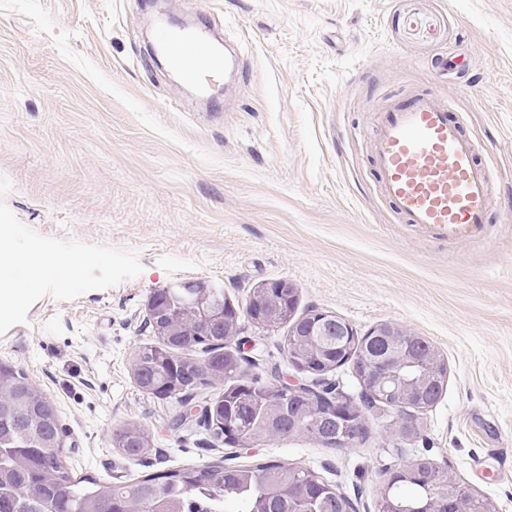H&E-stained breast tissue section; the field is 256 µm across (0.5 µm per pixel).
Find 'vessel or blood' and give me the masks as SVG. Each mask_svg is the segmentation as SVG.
Returning <instances> with one entry per match:
<instances>
[{
	"instance_id": "obj_1",
	"label": "vessel or blood",
	"mask_w": 512,
	"mask_h": 512,
	"mask_svg": "<svg viewBox=\"0 0 512 512\" xmlns=\"http://www.w3.org/2000/svg\"><path fill=\"white\" fill-rule=\"evenodd\" d=\"M211 41L208 30L165 28L156 44L186 80L203 87L224 64L215 53L189 55V46ZM464 116L449 118L447 108L427 94L394 102L383 110L374 142V163L382 194L407 224L435 237L463 244L478 237L488 222L492 186L478 160V144L463 132Z\"/></svg>"
}]
</instances>
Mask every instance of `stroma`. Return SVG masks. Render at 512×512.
<instances>
[{
	"label": "stroma",
	"instance_id": "stroma-1",
	"mask_svg": "<svg viewBox=\"0 0 512 512\" xmlns=\"http://www.w3.org/2000/svg\"><path fill=\"white\" fill-rule=\"evenodd\" d=\"M241 50L242 80L214 112L148 55L140 0H0V231L45 266L0 318V362L59 409L62 459L76 477L115 482L189 466L308 468L353 512H378L385 474L426 456L490 505L512 512V0H167ZM462 53L465 74L434 62ZM427 91L465 115L490 168L483 237L451 244L403 224L372 165L380 107ZM83 256L73 272L53 271ZM285 279L300 309L358 332L385 322L445 357L439 401L419 433H390L369 408L368 435L329 449L298 435L218 443L199 428L204 397L181 420L175 397L143 392L135 351L151 342L147 302L185 281L245 306ZM247 377L296 378L285 327L241 316ZM128 423L150 437L114 448ZM112 440L122 442L123 448H119L128 457H138L145 452L143 448H148L149 437L147 432L141 426L128 424L113 433Z\"/></svg>",
	"mask_w": 512,
	"mask_h": 512
}]
</instances>
